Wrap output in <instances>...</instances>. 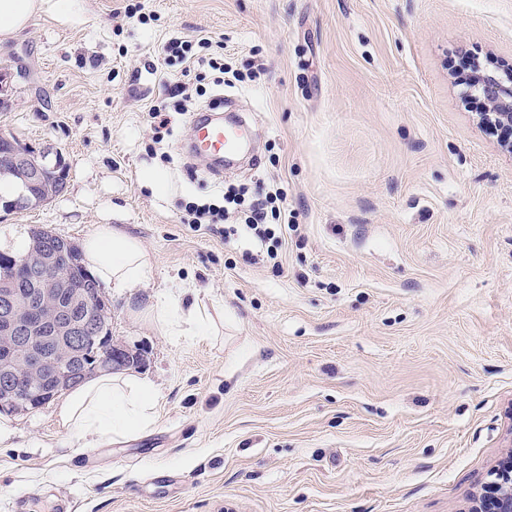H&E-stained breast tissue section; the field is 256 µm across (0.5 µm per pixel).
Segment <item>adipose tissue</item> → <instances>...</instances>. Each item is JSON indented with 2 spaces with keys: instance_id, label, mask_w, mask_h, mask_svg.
<instances>
[{
  "instance_id": "ef3b65f1",
  "label": "adipose tissue",
  "mask_w": 512,
  "mask_h": 512,
  "mask_svg": "<svg viewBox=\"0 0 512 512\" xmlns=\"http://www.w3.org/2000/svg\"><path fill=\"white\" fill-rule=\"evenodd\" d=\"M75 0H0V42L21 33L41 11L69 16ZM83 262L100 286L131 290L151 277L143 247L111 228L90 234L82 246ZM154 326L170 336H210L215 325L205 305L183 309L170 293L156 294L149 307ZM157 392L147 379L134 375H102L74 389L59 405L57 415L75 435L97 438L149 429L154 422Z\"/></svg>"
}]
</instances>
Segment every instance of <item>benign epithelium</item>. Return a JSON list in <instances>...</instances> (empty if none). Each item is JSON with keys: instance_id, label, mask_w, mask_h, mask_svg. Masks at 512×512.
Segmentation results:
<instances>
[{"instance_id": "1", "label": "benign epithelium", "mask_w": 512, "mask_h": 512, "mask_svg": "<svg viewBox=\"0 0 512 512\" xmlns=\"http://www.w3.org/2000/svg\"><path fill=\"white\" fill-rule=\"evenodd\" d=\"M472 96L485 103L479 121L500 131L512 149V88L503 79L487 75L473 82ZM52 163L50 150L37 151L8 136L0 137V169L23 168L28 182L44 179L43 166L36 159ZM0 263L16 270H27L37 283V291L25 295L15 287L0 289V326L10 359L0 365V412L16 413L30 409L44 396L67 389L82 376L77 360L87 340L112 319V310L94 293H79L66 305L52 303L54 291L70 283L69 253L47 240L42 252L20 256L6 255ZM129 364V353L109 344L96 365L98 369ZM501 493L495 512H512V469L498 473Z\"/></svg>"}]
</instances>
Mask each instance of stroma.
Masks as SVG:
<instances>
[{
  "label": "stroma",
  "instance_id": "obj_1",
  "mask_svg": "<svg viewBox=\"0 0 512 512\" xmlns=\"http://www.w3.org/2000/svg\"><path fill=\"white\" fill-rule=\"evenodd\" d=\"M0 43V133L58 152L64 191L0 210V250L41 225L82 245L107 224L145 249L140 288L101 289L112 340L141 352L151 429L76 437L58 400L7 415L0 500L27 512H466L512 451V152L481 126L460 64L512 70V0H80ZM223 43L215 86L257 130L254 158L204 175L181 149L163 42ZM170 107L155 144L148 109ZM167 172L154 193L142 174ZM282 188L281 265L193 232L182 205ZM217 335L168 336L159 292Z\"/></svg>",
  "mask_w": 512,
  "mask_h": 512
}]
</instances>
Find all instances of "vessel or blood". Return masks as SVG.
Listing matches in <instances>:
<instances>
[{
    "mask_svg": "<svg viewBox=\"0 0 512 512\" xmlns=\"http://www.w3.org/2000/svg\"><path fill=\"white\" fill-rule=\"evenodd\" d=\"M190 128L188 149L192 156L205 162L210 172L232 163L249 149L252 140L251 130L245 122L228 124L222 115L211 112L193 113Z\"/></svg>",
    "mask_w": 512,
    "mask_h": 512,
    "instance_id": "b4317fda",
    "label": "vessel or blood"
}]
</instances>
